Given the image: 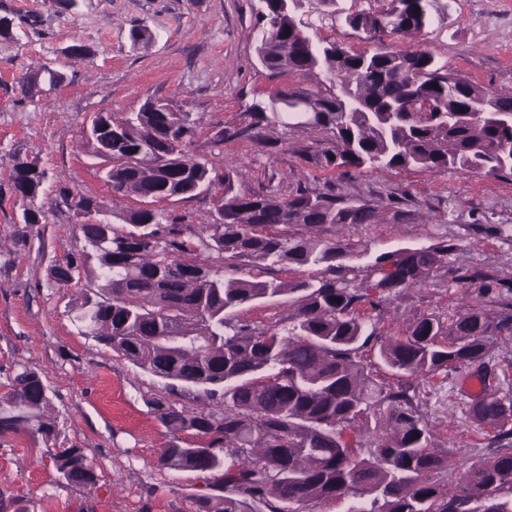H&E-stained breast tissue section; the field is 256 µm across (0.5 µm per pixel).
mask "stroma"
<instances>
[{"instance_id": "stroma-1", "label": "stroma", "mask_w": 512, "mask_h": 512, "mask_svg": "<svg viewBox=\"0 0 512 512\" xmlns=\"http://www.w3.org/2000/svg\"><path fill=\"white\" fill-rule=\"evenodd\" d=\"M258 0H79L74 10L57 0H0V16L13 19L12 35H0V406L14 375L36 371L50 388L48 415L58 435L45 441L19 432L0 436V512H196V497L213 475L160 466L173 436L147 401L156 379L99 344L71 312L83 286L55 284L49 270L83 246L73 212L44 197L45 221L25 224L10 180L13 160H35L74 196L94 197L123 210L104 181L102 163L82 137L99 112H133L145 101L186 105L197 121L191 148L198 159L235 166L241 188L274 187L288 195L296 185L334 188L387 212L402 198L417 221L359 224L327 229L365 266L379 252L456 240L447 267L419 287L388 297L371 321L391 336L403 321L447 314L465 291L459 268H479L512 278V180L453 169L356 173L302 163L297 152L317 132H266L259 140H225L219 129L243 122L246 102L289 85L287 74L270 77L256 60ZM433 25L423 35L370 39L344 21L321 36L355 50L428 49L449 69L502 96L512 95V0H437ZM146 26L153 39L137 45L130 33ZM90 47L65 55L73 41ZM54 63L66 82L43 96L25 97L22 85L42 64ZM462 371L418 380L420 403L436 443L448 451V481L488 457L489 435L473 416V398ZM73 445L96 465L91 488L66 483L49 454Z\"/></svg>"}]
</instances>
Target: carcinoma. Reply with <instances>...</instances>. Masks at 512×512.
I'll list each match as a JSON object with an SVG mask.
<instances>
[{"label":"carcinoma","instance_id":"obj_1","mask_svg":"<svg viewBox=\"0 0 512 512\" xmlns=\"http://www.w3.org/2000/svg\"><path fill=\"white\" fill-rule=\"evenodd\" d=\"M434 0H388V7L346 14L370 38L420 35L434 22ZM302 0H259L256 57L271 76L320 75L256 97L248 121L217 133L253 140L265 128L318 131L324 139L300 161L347 176L364 170L454 169L512 178V96H502L423 50L357 51L311 31ZM481 108L472 123L466 110ZM93 154L112 193L136 206L111 212L56 182V206L84 218L79 257L58 264L66 284L96 283L75 300L74 318L95 340L160 383L148 403L174 436L160 465L216 474L196 498L197 512H304L333 503L336 512H512V394H488L472 406L492 430V456L450 485L448 451L434 446L414 381L467 370L490 387L491 350L512 338V280L474 268L460 274L480 294L505 300L494 309L468 302L444 319L415 317L393 336L368 327L362 306L424 282L448 266L458 244L441 239L377 254L363 268L354 252L326 236L328 226L377 224L378 211L336 191L299 186L241 189L234 169L190 154L197 122L184 107L147 101L137 112H98ZM48 169L16 162L11 181L26 203L24 222L40 224ZM212 195L215 218L178 224L165 204ZM298 266L312 275L288 283L250 272ZM363 276H358V273ZM288 297V325L263 328L237 319L260 300ZM377 350L397 384L365 360ZM192 392L213 407L188 411L169 396ZM48 389L34 371L13 378L0 435L21 429L51 437L42 414ZM196 438L181 443V434ZM69 484L91 488L95 463L82 448L53 456Z\"/></svg>","mask_w":512,"mask_h":512}]
</instances>
